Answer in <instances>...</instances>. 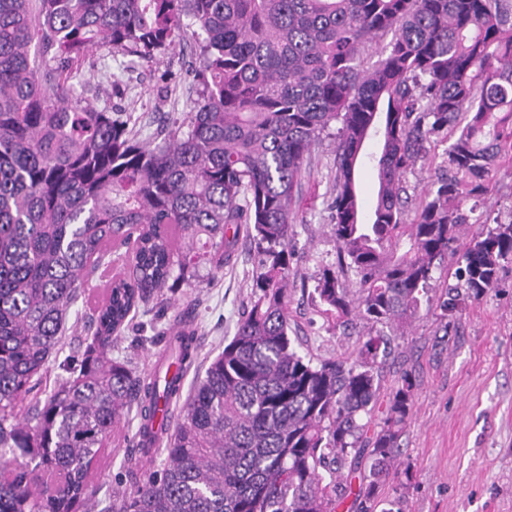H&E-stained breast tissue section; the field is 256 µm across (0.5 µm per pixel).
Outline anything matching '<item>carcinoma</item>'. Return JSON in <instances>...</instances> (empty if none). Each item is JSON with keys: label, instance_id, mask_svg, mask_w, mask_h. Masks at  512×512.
<instances>
[{"label": "carcinoma", "instance_id": "obj_1", "mask_svg": "<svg viewBox=\"0 0 512 512\" xmlns=\"http://www.w3.org/2000/svg\"><path fill=\"white\" fill-rule=\"evenodd\" d=\"M188 30L194 106L154 146L71 84L98 49L156 63ZM388 34L363 69V51ZM337 121V263L314 288L327 323L407 325L447 255L460 276L443 313L495 287L512 261V219L485 227L473 213L496 164L512 162V0H0V452L13 456L0 512H92V463L114 428L134 408L148 440L181 399L177 378L136 373L110 356L112 342L169 279L223 269L243 227L250 304L181 399L161 471L123 512H334L343 469L365 451L354 512H402L379 488L398 471L412 379L369 426L389 338L369 333L353 361L315 364L288 335L295 195ZM433 141L448 144L444 160L407 224L404 176ZM366 157L378 180L368 218ZM470 222L481 228L460 249ZM112 246L131 247L129 269L110 282L81 357L60 362L50 394L21 410ZM193 351V331L168 336L175 363Z\"/></svg>", "mask_w": 512, "mask_h": 512}]
</instances>
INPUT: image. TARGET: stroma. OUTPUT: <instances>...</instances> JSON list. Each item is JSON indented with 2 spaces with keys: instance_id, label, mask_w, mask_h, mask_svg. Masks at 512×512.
<instances>
[{
  "instance_id": "35a3bbf8",
  "label": "stroma",
  "mask_w": 512,
  "mask_h": 512,
  "mask_svg": "<svg viewBox=\"0 0 512 512\" xmlns=\"http://www.w3.org/2000/svg\"><path fill=\"white\" fill-rule=\"evenodd\" d=\"M191 51L183 40L158 63H129L105 57L73 79L78 93L100 108L122 113L140 139L161 142L169 121L194 105L184 72ZM336 143L324 138L302 182L294 212L288 288L290 337L301 354L319 362L353 356L366 325L329 331L317 313L315 276L335 264L337 244L328 204L334 195ZM482 209L490 218L512 217V164L493 172ZM253 252L241 239L231 262L218 271L201 270L191 283L169 282L161 295L132 313L112 355L150 372L180 312H188L197 358L187 373L194 383L233 337L250 302ZM392 353L381 370L378 410H385L403 375L414 382V407L402 437L399 476L381 496L397 498L403 512H512V263L505 264L495 288L465 302L448 318L428 314L391 331ZM136 415L123 418L91 471L100 500L120 504L162 455L140 463Z\"/></svg>"
}]
</instances>
